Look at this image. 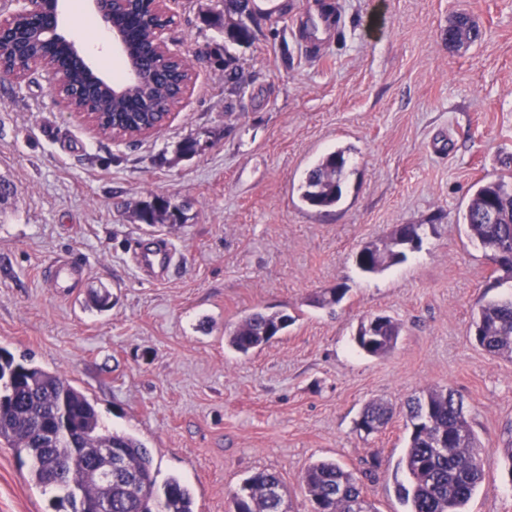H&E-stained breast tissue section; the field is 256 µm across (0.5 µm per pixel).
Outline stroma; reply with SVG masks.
I'll list each match as a JSON object with an SVG mask.
<instances>
[{"label":"stroma","mask_w":512,"mask_h":512,"mask_svg":"<svg viewBox=\"0 0 512 512\" xmlns=\"http://www.w3.org/2000/svg\"><path fill=\"white\" fill-rule=\"evenodd\" d=\"M323 0L252 6L253 38L208 25L224 0H175L168 38L193 85L160 130L136 140L96 134L52 93L42 71L0 78V349L59 373L108 429L151 453L157 482L190 486L195 512H231L254 472L277 473L292 512H311L306 469L333 461L359 477L377 512L396 496L415 394L452 388L485 448V481L466 512H512V359L474 339L477 299L494 269L462 215L481 180L512 177V0H342L343 32L322 26L319 52L298 27ZM470 15L482 37L448 46ZM195 154L179 152L186 139ZM346 152L334 208L303 205L317 159ZM182 206L176 226L134 219L140 203ZM401 224L425 227L419 250L382 273L355 262ZM169 240L178 259L158 279L130 260ZM74 254L87 272L58 295L43 272ZM345 285L330 309L310 300ZM94 289L112 307L88 302ZM255 310L291 315L267 344L241 354L225 338ZM375 315L400 326L381 358L355 336ZM394 419L365 434L373 400ZM0 512H70L36 487L28 463L0 447Z\"/></svg>","instance_id":"stroma-1"}]
</instances>
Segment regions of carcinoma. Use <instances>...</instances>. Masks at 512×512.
<instances>
[{
    "instance_id": "carcinoma-1",
    "label": "carcinoma",
    "mask_w": 512,
    "mask_h": 512,
    "mask_svg": "<svg viewBox=\"0 0 512 512\" xmlns=\"http://www.w3.org/2000/svg\"><path fill=\"white\" fill-rule=\"evenodd\" d=\"M225 11L240 16L228 26V38L238 43L249 41L251 30L241 20L250 16L247 0H227ZM158 22L159 18L137 7L115 14L114 23L125 32L133 61L155 55L151 30ZM479 37L480 30L466 14L457 15L448 26V45L452 47L474 43ZM28 55L47 60L57 68L65 90L78 94L81 103H92L106 116L108 125L130 133L157 123L160 114L151 110L147 101L170 97L183 78L179 62L162 58L149 94L136 89L114 96L109 88L90 81L62 45L36 39L29 45ZM345 179V151L337 149L319 158L309 170L300 187V199L311 208H333L341 201ZM179 216V207L160 197L135 209L137 220L150 226L174 225ZM463 221L469 235L491 252L490 260L499 272L493 286L512 283V183L497 180L479 185ZM403 260L404 253L395 251L389 243L384 244L379 258L368 245L358 254L359 268L370 274ZM345 293L342 287L332 288L317 296L315 304L333 306ZM292 321L287 314L256 310L234 327L227 344L247 354L268 343ZM475 326L476 341L484 351L512 358V297L478 303ZM398 335V325L386 317L371 334L360 325L355 341L364 353L382 356L394 347ZM0 383V399L6 403L0 415V444L28 456L35 483L57 491L58 502L68 504L72 512H85L88 503L109 502L112 506L108 512H194L189 487L176 478L157 486L148 449L105 427L91 400L60 375L25 358L18 361L0 349ZM62 404L68 409L73 429L55 433L50 444L46 434L56 427V412ZM407 409L409 437L401 464L409 476V486L400 484L397 489L406 512H464L485 479V448L469 424L462 402L450 389L432 390L410 398ZM392 420L393 411L387 404L372 401L363 408L358 429L367 435L378 433ZM440 436L446 438L447 445L439 452L434 442ZM109 445L118 450L121 463L119 472L112 473L110 487L96 475L107 465L97 449ZM301 484L317 512H351V500L363 496L358 479L334 462L311 465L302 475ZM284 500V485L278 474L262 471L233 492V512H280Z\"/></svg>"
}]
</instances>
